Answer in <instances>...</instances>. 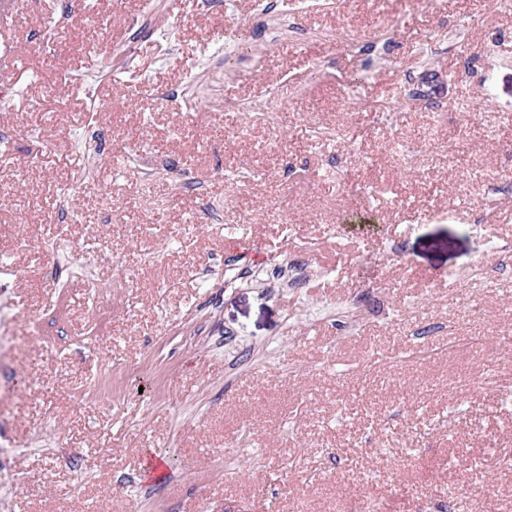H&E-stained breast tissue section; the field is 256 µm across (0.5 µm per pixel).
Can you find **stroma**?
<instances>
[{"instance_id": "35a3bbf8", "label": "stroma", "mask_w": 512, "mask_h": 512, "mask_svg": "<svg viewBox=\"0 0 512 512\" xmlns=\"http://www.w3.org/2000/svg\"><path fill=\"white\" fill-rule=\"evenodd\" d=\"M26 2L0 512H512V280L464 277L474 216L512 245V0ZM296 255L299 292L224 281Z\"/></svg>"}]
</instances>
